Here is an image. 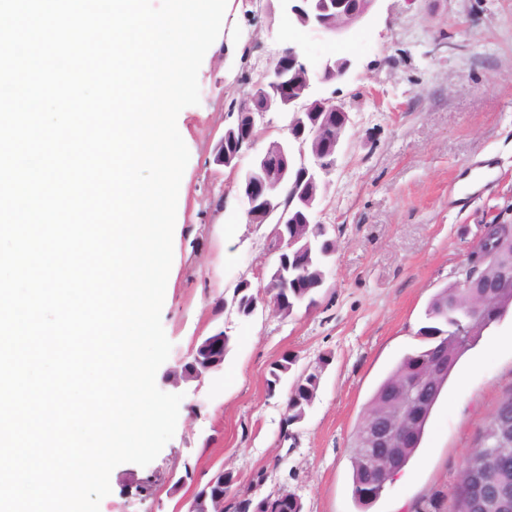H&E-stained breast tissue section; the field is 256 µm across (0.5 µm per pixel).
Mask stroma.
Returning <instances> with one entry per match:
<instances>
[{"label": "stroma", "instance_id": "1", "mask_svg": "<svg viewBox=\"0 0 512 512\" xmlns=\"http://www.w3.org/2000/svg\"><path fill=\"white\" fill-rule=\"evenodd\" d=\"M288 46L314 71L329 57L352 63L344 78L310 90L335 97L350 115L314 215L335 225L336 250L315 308L284 318L261 306L243 317L221 301L243 279L263 295L277 257L267 250L270 225L248 223L239 184L271 143L287 141L286 114L257 118L236 170L214 167L210 157L237 119L242 66L261 78ZM198 82L199 105L177 117L190 159L161 313L172 349L156 374L161 391L183 396L176 431L148 466L114 468L100 512H187L221 470L241 489L296 494L303 512H358L351 448L376 387L421 346L429 302L456 280L484 224L512 222V0H379L353 39L296 32L277 0H231ZM481 161L492 177L461 199L463 178ZM220 329L229 336L223 369L175 380L197 342ZM286 353L303 366L331 357L313 406L292 425L291 378L275 394L266 388ZM511 391L509 317L459 361L404 478L388 483L371 512L449 492Z\"/></svg>", "mask_w": 512, "mask_h": 512}]
</instances>
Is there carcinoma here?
<instances>
[{"label": "carcinoma", "mask_w": 512, "mask_h": 512, "mask_svg": "<svg viewBox=\"0 0 512 512\" xmlns=\"http://www.w3.org/2000/svg\"><path fill=\"white\" fill-rule=\"evenodd\" d=\"M279 75L266 70L263 78L253 80L250 71L241 70L238 82L248 87V103L238 106L237 126L224 131L212 151V163L226 168H235L243 153L239 148V126L247 121L249 108L265 100L273 81ZM310 128L314 133L336 132V119L332 112L313 113ZM304 172L294 171L276 188L277 202L281 208L294 213L293 223L288 225V242L298 249L310 242L320 247L314 251L303 267L296 269L288 289L276 287V273H271L265 286L269 298H278L280 315L288 318L303 307L307 310L318 304L317 296L325 283V266L329 254L336 249V241L324 238L322 225L316 224L298 209L293 187L303 181ZM487 249L489 258L481 277L464 288L456 280L442 288L432 298L426 309L429 324L420 328L418 335L426 345L405 355L395 369L377 386L372 396V407L360 424L357 443L353 449L352 494L360 512H368L372 504L382 495L391 477L386 471L396 466L403 469L420 447L433 408L448 383V378L461 359L476 344L480 336L491 326L501 322L512 313V223L484 225L483 235L477 249ZM215 336L205 337L195 347L201 361L215 357L225 358L229 337H224V347L215 348ZM328 358L318 359L314 366L296 375L294 386L286 402L288 422L304 419L319 388L321 371ZM296 358L285 354L276 361L266 379L267 391L275 393L283 377L295 371ZM423 368L434 371V377L425 382L422 410L409 421L412 436L408 446L397 450L393 459L373 455V444L369 439V424L380 427L396 420L401 421L391 395L399 394ZM476 447L492 452L498 458V467L493 472L481 468L480 459L467 456L460 479L449 494L430 497L419 512H456V492L471 488L476 491L475 504L469 512H512V392L503 395L496 406L488 425L477 439Z\"/></svg>", "instance_id": "cac0c4a2"}]
</instances>
